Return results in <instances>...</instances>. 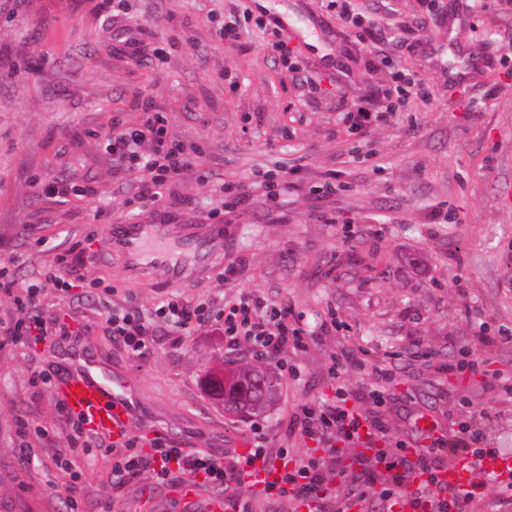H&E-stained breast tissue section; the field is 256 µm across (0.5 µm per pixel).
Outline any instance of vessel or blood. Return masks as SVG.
<instances>
[{"instance_id": "1", "label": "vessel or blood", "mask_w": 512, "mask_h": 512, "mask_svg": "<svg viewBox=\"0 0 512 512\" xmlns=\"http://www.w3.org/2000/svg\"><path fill=\"white\" fill-rule=\"evenodd\" d=\"M109 245L129 270H147L156 279L177 283L205 274L210 256L224 246V233L218 225L191 226L174 238L164 224H114ZM94 365L86 353L74 351L57 377L55 395L91 431L121 440L132 428L134 389L125 377L94 373ZM477 467L499 477L512 472V457H487L476 467L468 462L444 465L435 475L441 486L466 490Z\"/></svg>"}]
</instances>
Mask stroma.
<instances>
[{
	"mask_svg": "<svg viewBox=\"0 0 512 512\" xmlns=\"http://www.w3.org/2000/svg\"><path fill=\"white\" fill-rule=\"evenodd\" d=\"M350 2L368 29L343 27L328 0H124L114 9L0 0V266L44 290L30 309L0 297V320L38 317L59 331L0 349V512H192L178 482L147 470L110 488L112 454L125 446L102 435L91 466L55 467L73 453L77 418L33 377L58 371L74 330L132 383L138 451L157 431L186 448L230 455L244 441L300 460L307 447L289 422L334 395L328 370L342 355L352 389L370 381L357 361L393 371V400L362 406L384 424L379 448L415 446L426 413L440 434L463 425L512 454V0ZM230 21L240 26L234 43L222 36ZM136 24L145 51L133 59L122 30ZM281 36L296 54L289 69L265 48ZM466 63L470 83L450 81L449 65ZM399 74L429 101L409 100L363 142L337 126L354 104L382 110ZM150 112L164 114L194 165L143 206L139 180L113 160L105 134ZM279 167L291 188L269 209L250 183L255 170ZM331 175L336 193L315 192ZM44 178L90 193L63 202L34 188ZM226 182L248 186L249 199L229 214L224 253L205 278H131L106 257L110 225L179 234L223 208ZM60 258L84 281L82 295L51 289ZM231 262L239 269L228 281ZM243 291L290 306L304 347L262 359L247 341L231 348L211 326L181 332L155 314L176 296L216 317ZM108 306L148 316L145 349L112 340ZM219 366L268 369L270 400L225 413L203 385Z\"/></svg>",
	"mask_w": 512,
	"mask_h": 512,
	"instance_id": "1",
	"label": "stroma"
}]
</instances>
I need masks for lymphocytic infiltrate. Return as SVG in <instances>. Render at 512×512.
Here are the masks:
<instances>
[{
  "label": "lymphocytic infiltrate",
  "instance_id": "f902f5d3",
  "mask_svg": "<svg viewBox=\"0 0 512 512\" xmlns=\"http://www.w3.org/2000/svg\"><path fill=\"white\" fill-rule=\"evenodd\" d=\"M107 141L113 155L127 159L139 177L141 197L146 201L155 200L166 183L179 178L191 165L188 156L168 145L164 120L159 116L144 130L113 124ZM157 313L180 330L213 323L217 330L223 331L228 345H235L243 336L254 353L268 358L280 357L285 348H298L303 342L302 331L289 306L264 304L253 293L225 303L224 316L220 319L210 318L203 305L187 300L163 305ZM105 320L113 340L134 351L144 349L146 317L111 309ZM342 368L340 360H333L329 370L331 379L337 382L333 398L326 400L319 410L302 409L294 418L303 441L323 448L324 456L310 455L291 467L286 462L287 451L271 454L266 449L255 448L247 457L233 456L224 461L197 448H179L158 440L153 443L150 453L115 458L112 462L113 484H123L144 469L153 470L161 481L190 475L204 484L222 489L231 512H248L234 490L242 484L247 468L259 465L275 472L274 479L265 485L263 492L265 498L278 503L280 512H294L293 503L308 497L317 501L315 512H332L338 493L326 483L324 458L328 455L341 457L347 445L363 441L375 445L383 433V425L378 417L364 414L358 403L370 399L375 404H383L394 381L390 369L376 364L372 367L370 383L352 390L339 381ZM439 445H442L439 440H432L426 451L414 460L402 453L379 454V462L394 474L393 487L375 491V476L363 466L355 474L358 482L356 499L363 501L375 495L387 500L400 499L408 478L417 473L422 477L415 491L418 502L431 505L433 512H465L474 497L473 492L447 489L435 481V472L442 464Z\"/></svg>",
  "mask_w": 512,
  "mask_h": 512
}]
</instances>
